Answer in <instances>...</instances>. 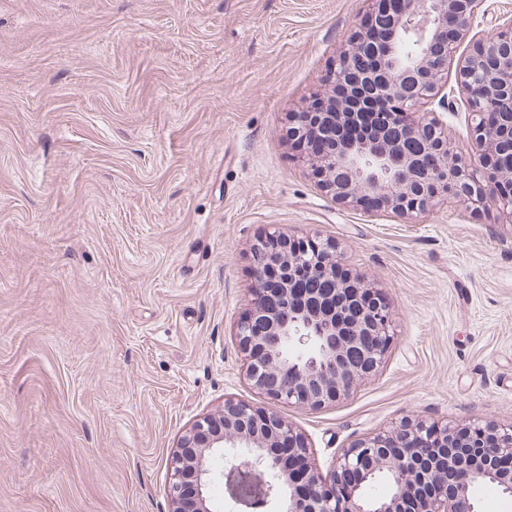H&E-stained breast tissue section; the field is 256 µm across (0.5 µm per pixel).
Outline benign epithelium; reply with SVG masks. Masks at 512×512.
<instances>
[{
	"instance_id": "7a95c632",
	"label": "benign epithelium",
	"mask_w": 512,
	"mask_h": 512,
	"mask_svg": "<svg viewBox=\"0 0 512 512\" xmlns=\"http://www.w3.org/2000/svg\"><path fill=\"white\" fill-rule=\"evenodd\" d=\"M485 0H399L389 16V0H373L365 19L384 21L382 64L359 66L361 47L375 45L373 32L358 29L353 48L336 69L328 112H292L294 132L332 143V150L309 158L314 175L338 200H371L377 212L404 217L427 212L441 197L480 207L493 200L512 223V167L477 177L450 147L436 122L424 123L414 104L450 94L440 80L456 61V85L467 95L470 123L481 150V168L495 161L504 141L485 115L503 97L512 98V16L490 37L473 41L471 52L454 59L457 43L470 31ZM455 37L448 39V25ZM376 100H405L394 113L408 139H421L437 154L429 166L408 153L402 140L380 130L360 141L340 137V124ZM257 288L240 318L236 338L250 385L265 399L309 410L346 398L379 367L391 346V315L382 294L359 277L343 281L331 295L309 298L292 288L303 275L332 276L342 264L329 239L290 237L272 232L251 247ZM488 437L471 451L458 438L461 425L404 420L391 430L352 442L336 456L328 476L314 463L305 436L270 409L235 398L207 414L180 439L171 458L172 512H219L213 506L212 465L222 463L224 494L237 512H475L472 491L494 485L512 496V424L479 420L466 424ZM442 453L427 456L411 444L435 437ZM387 479L383 496L370 493Z\"/></svg>"
}]
</instances>
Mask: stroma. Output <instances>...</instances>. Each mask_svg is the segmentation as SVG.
<instances>
[{"label": "stroma", "instance_id": "1", "mask_svg": "<svg viewBox=\"0 0 512 512\" xmlns=\"http://www.w3.org/2000/svg\"><path fill=\"white\" fill-rule=\"evenodd\" d=\"M369 0H0V512H169L181 437L249 385L234 330L272 230L385 296L378 371L276 405L322 473L404 419L512 422V226L336 201L286 138ZM426 111L479 166L464 122Z\"/></svg>", "mask_w": 512, "mask_h": 512}]
</instances>
